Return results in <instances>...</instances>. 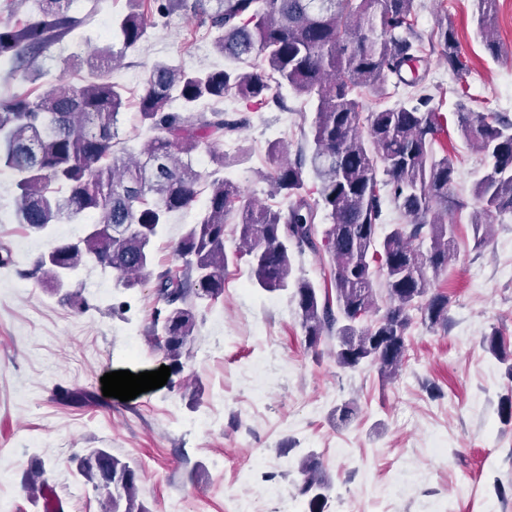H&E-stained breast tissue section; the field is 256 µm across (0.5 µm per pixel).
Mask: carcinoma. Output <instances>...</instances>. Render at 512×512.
Listing matches in <instances>:
<instances>
[{
    "label": "carcinoma",
    "mask_w": 512,
    "mask_h": 512,
    "mask_svg": "<svg viewBox=\"0 0 512 512\" xmlns=\"http://www.w3.org/2000/svg\"><path fill=\"white\" fill-rule=\"evenodd\" d=\"M24 17L0 22V67L28 80L42 76L39 59L82 24L73 0H12ZM414 0H128L112 19V43L136 48L155 18H198L213 34L224 66L187 70L155 62L139 96V122L152 132L135 150L120 137L122 89L109 76L117 52L95 49L83 59L90 80L63 77L44 93L0 99V176L16 189L15 223L51 239L29 275L47 287H71L70 276L91 263L115 273V287L132 291L153 284L164 307L151 315L150 339L171 368L169 387H185L182 373L196 327L197 303L224 292L229 262L224 239L238 233L236 259L245 260L254 285L286 293L295 306L306 346L341 369L370 367L387 380L405 364L413 325H448V295L431 289L456 256L455 225L448 212L467 203L453 193L455 168L444 139L448 117L425 93L430 55L417 29ZM477 31L491 53L496 0H479ZM431 42L461 77L467 71L453 26L438 25ZM252 60V70L241 64ZM407 90L391 107L367 111L363 94L385 95L387 78ZM286 86L311 104L306 147L271 176L276 209L244 199L224 178V143L247 124L198 105L234 92L266 102L271 84ZM284 106L278 97L271 99ZM463 138L487 162L473 187L471 227L483 246L498 217L512 215V119L454 113ZM205 151L211 171L196 168ZM204 199L197 221L176 246L182 269L153 272L154 242L174 212ZM407 222L384 223L386 202ZM325 223H320V220ZM82 225L70 240L53 238V226ZM307 252L329 257L328 275L316 281L295 273ZM486 351L508 364L512 354L494 330ZM84 483L105 493L106 512H150L138 497L141 475L107 448L73 458ZM296 489L309 512H324L330 482L313 454L297 464ZM44 464L24 478L33 504L51 512Z\"/></svg>",
    "instance_id": "carcinoma-1"
}]
</instances>
